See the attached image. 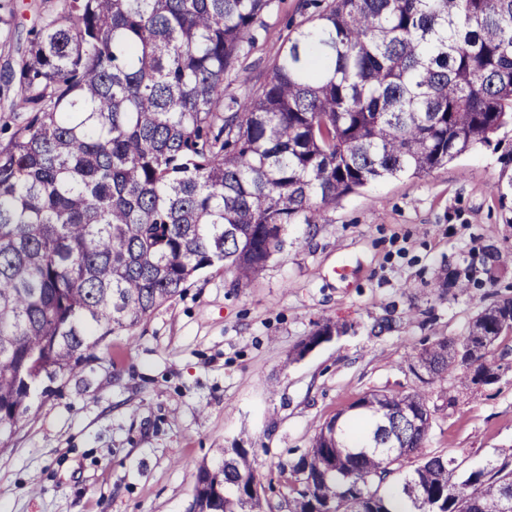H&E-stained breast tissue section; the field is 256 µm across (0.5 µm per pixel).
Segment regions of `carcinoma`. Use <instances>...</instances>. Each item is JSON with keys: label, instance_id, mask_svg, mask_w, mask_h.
Masks as SVG:
<instances>
[{"label": "carcinoma", "instance_id": "obj_1", "mask_svg": "<svg viewBox=\"0 0 512 512\" xmlns=\"http://www.w3.org/2000/svg\"><path fill=\"white\" fill-rule=\"evenodd\" d=\"M273 0H65L4 70L30 116L0 146V429L35 384L129 336L220 264L250 283L288 226L365 185L423 175L512 124V0H309L269 79L224 99ZM512 298L408 355L430 384L498 378ZM480 351L460 362L448 348ZM424 390H374L297 460L291 512H503L512 459L424 454ZM253 449L199 467L190 512H261ZM362 482L357 495L352 485Z\"/></svg>", "mask_w": 512, "mask_h": 512}]
</instances>
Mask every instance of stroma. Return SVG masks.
Masks as SVG:
<instances>
[{
  "instance_id": "obj_1",
  "label": "stroma",
  "mask_w": 512,
  "mask_h": 512,
  "mask_svg": "<svg viewBox=\"0 0 512 512\" xmlns=\"http://www.w3.org/2000/svg\"><path fill=\"white\" fill-rule=\"evenodd\" d=\"M299 3L274 0L225 95L268 78L308 18ZM61 4L0 0V67L19 64L39 16ZM497 138L423 177L371 183L322 224L291 225L250 285L204 271L135 337L109 336L50 391L35 387L4 434L0 512H188L199 466L238 447L272 476V512H290L293 479L278 464L365 393L419 389L408 353L461 339L484 307L512 297V127ZM327 323L339 334L301 354ZM506 361L492 385L451 371L427 386L445 407L427 451L468 467L512 455V354Z\"/></svg>"
}]
</instances>
